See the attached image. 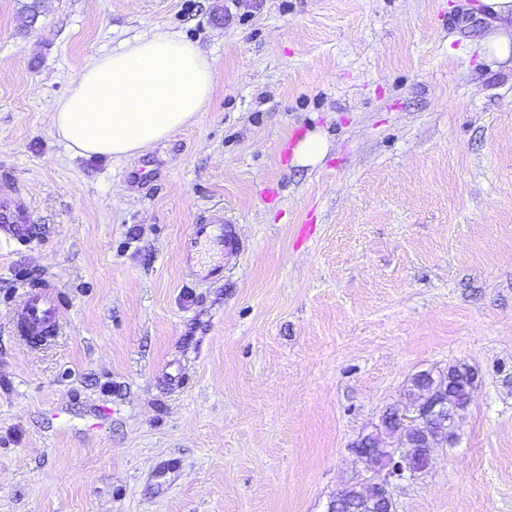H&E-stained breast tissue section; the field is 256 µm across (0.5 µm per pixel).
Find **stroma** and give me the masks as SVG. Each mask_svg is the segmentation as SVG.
<instances>
[{"label": "stroma", "instance_id": "stroma-1", "mask_svg": "<svg viewBox=\"0 0 512 512\" xmlns=\"http://www.w3.org/2000/svg\"><path fill=\"white\" fill-rule=\"evenodd\" d=\"M0 0V512H329L349 446L417 372L465 363L459 440L398 512H512V64L487 0ZM158 26L213 59L196 120L134 157L49 122L91 57ZM330 148L292 164L307 132ZM237 221L221 281L193 224ZM315 225L300 239L299 227ZM64 330L21 340L28 285ZM23 208L6 198L0 199V234L21 244H30L38 235L35 224ZM189 246L183 252V259L188 275L197 283H207L224 278V250L233 252L239 248L236 224L234 220L220 215H214L193 224L189 238ZM208 246L219 256L220 262L203 261L194 255L199 246Z\"/></svg>", "mask_w": 512, "mask_h": 512}]
</instances>
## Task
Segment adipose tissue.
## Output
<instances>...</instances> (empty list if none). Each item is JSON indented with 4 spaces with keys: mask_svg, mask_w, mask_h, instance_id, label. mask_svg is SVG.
Listing matches in <instances>:
<instances>
[{
    "mask_svg": "<svg viewBox=\"0 0 512 512\" xmlns=\"http://www.w3.org/2000/svg\"><path fill=\"white\" fill-rule=\"evenodd\" d=\"M213 85L207 55L157 27L93 57L56 103L51 124L73 153L129 157L192 122Z\"/></svg>",
    "mask_w": 512,
    "mask_h": 512,
    "instance_id": "adipose-tissue-1",
    "label": "adipose tissue"
}]
</instances>
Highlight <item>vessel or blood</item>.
Returning a JSON list of instances; mask_svg holds the SVG:
<instances>
[{
	"mask_svg": "<svg viewBox=\"0 0 512 512\" xmlns=\"http://www.w3.org/2000/svg\"><path fill=\"white\" fill-rule=\"evenodd\" d=\"M0 235L28 244L36 239L38 232L20 205L1 198ZM202 245L219 254L237 250L239 239L234 220L214 215L193 225L189 244L183 252L186 270L193 281L203 284L223 278V263L196 258L195 253ZM65 312L61 292L50 283L41 282L28 287L12 321L19 336H44L51 339L60 332Z\"/></svg>",
	"mask_w": 512,
	"mask_h": 512,
	"instance_id": "1",
	"label": "vessel or blood"
}]
</instances>
